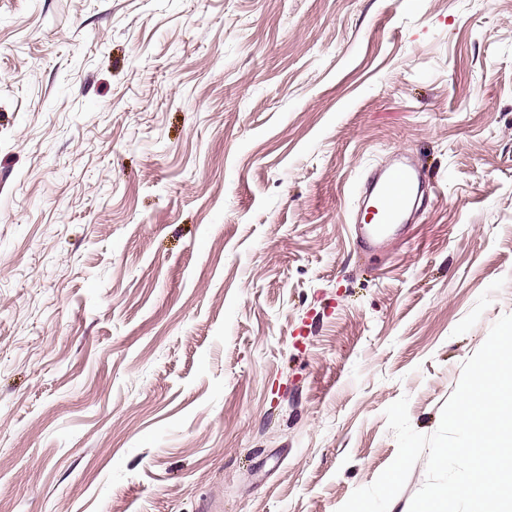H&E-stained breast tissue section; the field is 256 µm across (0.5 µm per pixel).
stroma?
I'll list each match as a JSON object with an SVG mask.
<instances>
[{
	"label": "stroma",
	"instance_id": "1",
	"mask_svg": "<svg viewBox=\"0 0 512 512\" xmlns=\"http://www.w3.org/2000/svg\"><path fill=\"white\" fill-rule=\"evenodd\" d=\"M506 314L512 0H0V512H337ZM418 164L402 155L394 163L369 171L361 183L358 211L352 219L356 242L366 251H376L411 224L421 193L433 187Z\"/></svg>",
	"mask_w": 512,
	"mask_h": 512
}]
</instances>
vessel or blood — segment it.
Masks as SVG:
<instances>
[{
	"label": "vessel or blood",
	"instance_id": "vessel-or-blood-1",
	"mask_svg": "<svg viewBox=\"0 0 512 512\" xmlns=\"http://www.w3.org/2000/svg\"><path fill=\"white\" fill-rule=\"evenodd\" d=\"M427 183L424 171L404 156L394 163L369 171L361 183L358 211L352 219V232L361 248L380 249L411 223Z\"/></svg>",
	"mask_w": 512,
	"mask_h": 512
}]
</instances>
